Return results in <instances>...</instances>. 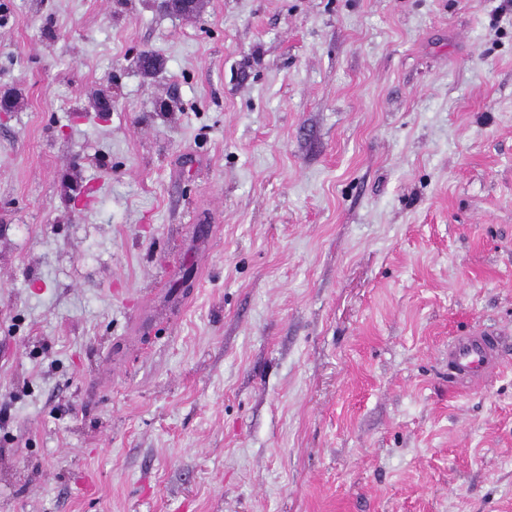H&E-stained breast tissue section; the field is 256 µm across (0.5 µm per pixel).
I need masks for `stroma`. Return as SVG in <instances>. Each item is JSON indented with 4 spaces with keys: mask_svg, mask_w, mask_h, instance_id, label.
I'll return each mask as SVG.
<instances>
[{
    "mask_svg": "<svg viewBox=\"0 0 512 512\" xmlns=\"http://www.w3.org/2000/svg\"><path fill=\"white\" fill-rule=\"evenodd\" d=\"M1 89L0 512H512V0H0ZM448 355L455 366L482 381L490 378L499 366V353L494 358L491 342L484 336L457 339Z\"/></svg>",
    "mask_w": 512,
    "mask_h": 512,
    "instance_id": "1",
    "label": "stroma"
}]
</instances>
